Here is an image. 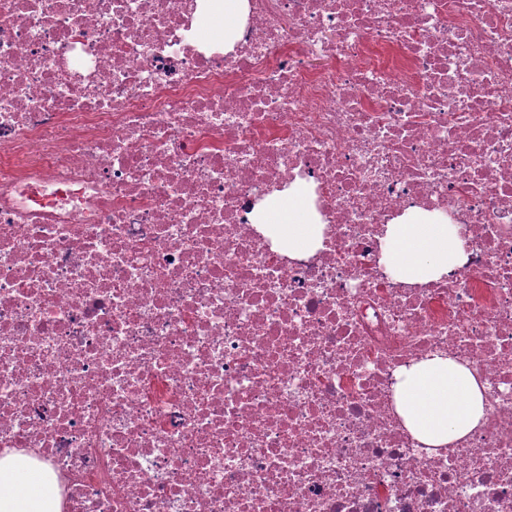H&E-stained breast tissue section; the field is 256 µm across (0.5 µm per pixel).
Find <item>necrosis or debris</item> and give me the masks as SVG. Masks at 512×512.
<instances>
[{"mask_svg":"<svg viewBox=\"0 0 512 512\" xmlns=\"http://www.w3.org/2000/svg\"><path fill=\"white\" fill-rule=\"evenodd\" d=\"M0 0V450L61 512H512V0ZM312 183L321 246L256 205ZM447 215L421 285L385 228ZM440 354L485 419L425 451ZM223 8L216 9L205 21V28L211 30L215 38L224 37L225 48L230 47L236 38L234 21L247 8V0H222ZM381 251V261L395 279L423 284L460 265L466 241L448 218L409 210L387 225ZM397 378V411L428 451L462 439L484 419L483 385L471 368L449 357L422 360Z\"/></svg>","mask_w":512,"mask_h":512,"instance_id":"4bbe7bcc","label":"necrosis or debris"}]
</instances>
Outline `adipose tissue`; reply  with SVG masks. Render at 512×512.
<instances>
[{"label":"adipose tissue","instance_id":"1","mask_svg":"<svg viewBox=\"0 0 512 512\" xmlns=\"http://www.w3.org/2000/svg\"><path fill=\"white\" fill-rule=\"evenodd\" d=\"M253 221L275 249L297 256L315 249L322 226L306 188L276 192L258 205ZM382 263L395 279L423 284L447 274L465 259L466 242L446 217L410 210L387 225ZM399 415L427 449L448 446L473 431L485 416L483 386L468 366L441 356L402 369L395 386ZM0 512H60L52 470L33 466L15 452L0 454Z\"/></svg>","mask_w":512,"mask_h":512}]
</instances>
